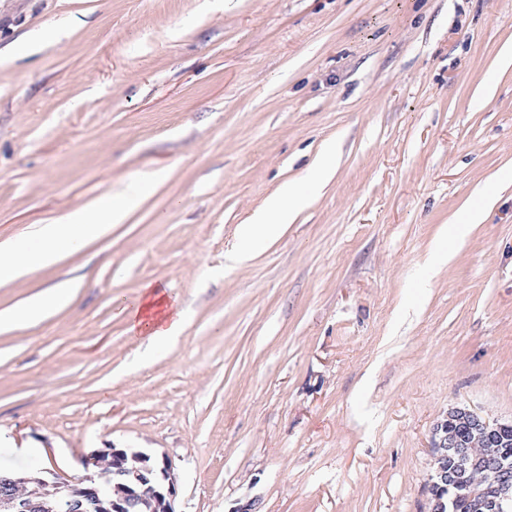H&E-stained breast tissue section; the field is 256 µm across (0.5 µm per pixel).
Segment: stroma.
Returning <instances> with one entry per match:
<instances>
[{
    "label": "stroma",
    "instance_id": "stroma-1",
    "mask_svg": "<svg viewBox=\"0 0 512 512\" xmlns=\"http://www.w3.org/2000/svg\"><path fill=\"white\" fill-rule=\"evenodd\" d=\"M0 242L165 172L111 234L19 282L0 311V470L76 481L109 447L167 458L177 512H427L448 408L512 418V0H0ZM335 172L243 266L236 229ZM187 314L145 353L146 285ZM495 196V189L484 192L480 201L471 207L467 208L456 224L451 225L456 237L462 235L463 230L469 224H479L484 220L487 208L493 202ZM71 282L52 285L21 304L0 312V329L26 327L64 308L72 294Z\"/></svg>",
    "mask_w": 512,
    "mask_h": 512
}]
</instances>
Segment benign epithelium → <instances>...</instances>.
Here are the masks:
<instances>
[{
  "instance_id": "7a95c632",
  "label": "benign epithelium",
  "mask_w": 512,
  "mask_h": 512,
  "mask_svg": "<svg viewBox=\"0 0 512 512\" xmlns=\"http://www.w3.org/2000/svg\"><path fill=\"white\" fill-rule=\"evenodd\" d=\"M467 427L475 437L487 446L495 447V438L512 431V420L488 419L482 414L466 408L451 407L448 413L433 429L432 448L435 461L442 462L452 457L462 465L467 473L473 472L482 455L476 453L474 443L458 436L455 427ZM112 475L122 477L116 484V493L109 497L101 496V489L93 476L86 475L80 480L82 487L76 494L70 492L67 480L55 483L56 495L53 499L43 498L37 491H22L29 482L19 478L7 482L9 491L0 497V512H176L175 477L167 460L158 461L143 454L139 466L131 470L125 468V450L110 449ZM457 478V473L442 467L434 471L429 485L430 512H445L446 502L439 497L436 488L442 483ZM496 486L491 489L476 483L470 485L471 497L484 502L490 512H499L503 502L508 500L504 491L512 489V470L504 467L495 473Z\"/></svg>"
}]
</instances>
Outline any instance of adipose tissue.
<instances>
[{"instance_id": "ef3b65f1", "label": "adipose tissue", "mask_w": 512, "mask_h": 512, "mask_svg": "<svg viewBox=\"0 0 512 512\" xmlns=\"http://www.w3.org/2000/svg\"><path fill=\"white\" fill-rule=\"evenodd\" d=\"M149 186L129 184L118 197L100 198L95 205H80L17 237L0 243V285L28 277L59 262L64 255L82 252L108 235L113 225L125 223L147 195ZM317 191L305 178L270 194L252 219L237 229V262L249 261L267 243L277 239ZM72 294L70 282L52 285L21 304L0 312V329L26 327L64 308ZM129 330L150 349L168 345L183 330L185 317L166 292L145 289L142 300L129 312Z\"/></svg>"}]
</instances>
